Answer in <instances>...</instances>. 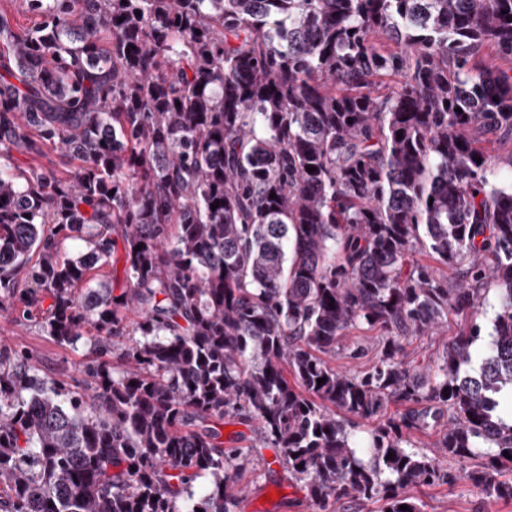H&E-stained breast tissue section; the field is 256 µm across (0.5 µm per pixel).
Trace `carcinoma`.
<instances>
[{"instance_id":"carcinoma-1","label":"carcinoma","mask_w":512,"mask_h":512,"mask_svg":"<svg viewBox=\"0 0 512 512\" xmlns=\"http://www.w3.org/2000/svg\"><path fill=\"white\" fill-rule=\"evenodd\" d=\"M25 3L31 27L0 11V309L61 345L93 329L94 358L67 381L0 344V512H235L252 447L226 419L320 512H422L407 488L455 482L429 429L512 500V184L485 146L512 136V0ZM50 146L77 167L13 163ZM120 261V293L88 287ZM450 310L459 336L409 362ZM360 325L375 358L339 372ZM389 401L360 444L347 417ZM497 306L498 292L493 286H491L484 293L483 306L481 307L483 316H481L480 319L483 325V336H481V340H479L475 345L476 351L479 354L482 353L485 347L491 342L492 337L490 336V333L492 332V319L494 317ZM379 336L375 331H369L366 328H356L350 330L347 336H345L340 344V349L336 350V358L332 361V365L336 367L338 371H353L359 370L366 364H370L373 355L374 348L379 343ZM354 346H362L368 351L365 356L357 360L349 357L348 352Z\"/></svg>"}]
</instances>
